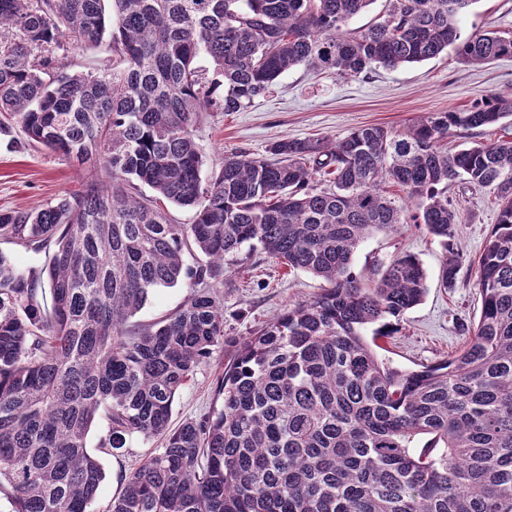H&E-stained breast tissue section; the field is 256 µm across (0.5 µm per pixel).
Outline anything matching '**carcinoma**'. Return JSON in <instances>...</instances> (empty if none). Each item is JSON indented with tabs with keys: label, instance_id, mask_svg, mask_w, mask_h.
Returning a JSON list of instances; mask_svg holds the SVG:
<instances>
[{
	"label": "carcinoma",
	"instance_id": "obj_1",
	"mask_svg": "<svg viewBox=\"0 0 512 512\" xmlns=\"http://www.w3.org/2000/svg\"><path fill=\"white\" fill-rule=\"evenodd\" d=\"M374 2L0 0V133L18 125L27 145L94 171L80 191L0 211V241L47 260L25 275L0 251L10 512H94L105 473L87 436L104 412L108 453L133 435L160 442L104 512H512V138L447 146L457 129L512 117V90L398 130L283 138L269 159L235 151L201 177V112H240L294 67L357 77L450 46L468 65L512 56V36H462L475 0H386L347 30ZM107 34L118 64L64 71L70 48ZM459 181L499 205L476 263L481 312L459 351L402 370L378 340L421 303L427 272L399 255L367 286L354 257L376 232L422 224L445 250L441 286L455 287L465 258L448 187ZM165 202L194 208L193 223H171ZM246 245L322 291L240 344L220 408L172 429L180 389L224 346L218 285ZM195 252L205 261L186 265ZM184 277L183 305L131 322Z\"/></svg>",
	"mask_w": 512,
	"mask_h": 512
}]
</instances>
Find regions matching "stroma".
Instances as JSON below:
<instances>
[{
    "label": "stroma",
    "instance_id": "obj_1",
    "mask_svg": "<svg viewBox=\"0 0 512 512\" xmlns=\"http://www.w3.org/2000/svg\"><path fill=\"white\" fill-rule=\"evenodd\" d=\"M464 34L494 31L512 34V0H474L459 19ZM512 88V57L488 65L462 63L455 50L421 63L393 70L380 69L358 77L320 74L299 66L284 74L270 93L241 112H202L196 137L204 149L203 176H210L225 153L244 150L267 155L282 138L329 136L342 139L367 125L400 129L420 115L466 108L472 101ZM21 129L0 135V210H27L82 187L88 168L60 160L39 147H16ZM448 195L459 214L457 244L465 256L476 258L497 222L499 206L490 190L457 183ZM419 258L428 273V292L421 304L407 311L399 329L381 352L391 365L415 370L438 363L465 345L468 329L477 320L481 300L475 272L462 266L455 288L439 282L445 252L423 227L398 224L375 233L359 247L354 270L363 281L377 280L400 253ZM321 282L304 271H288L260 247H246L224 260V346L194 382L177 395L172 426L197 420L218 406L217 376L240 343L266 325L288 305L314 298ZM190 280L154 292L135 315V322L150 324L179 306L191 293ZM155 447L133 438L122 456L102 455L106 479L97 504L104 512L108 501L124 487V476Z\"/></svg>",
    "mask_w": 512,
    "mask_h": 512
}]
</instances>
